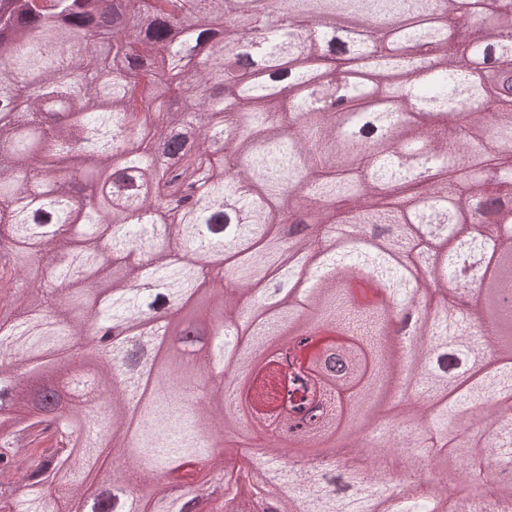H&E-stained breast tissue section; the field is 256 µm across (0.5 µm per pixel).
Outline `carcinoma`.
<instances>
[{
	"instance_id": "obj_1",
	"label": "carcinoma",
	"mask_w": 512,
	"mask_h": 512,
	"mask_svg": "<svg viewBox=\"0 0 512 512\" xmlns=\"http://www.w3.org/2000/svg\"><path fill=\"white\" fill-rule=\"evenodd\" d=\"M507 0H0V283L39 266L47 278L0 314V484L24 512H184L167 482L204 496V466L224 467L203 434L224 431V388L183 406L206 364L157 347L94 345L104 326L150 318L133 284L174 297L167 325L209 335L212 369L248 366L235 404L282 418V434L321 445L396 427L437 455L454 483L512 512V481L488 480L476 458L512 461V15ZM483 69L456 65L461 47ZM341 58L347 68L325 67ZM105 72L86 82L90 69ZM339 100L325 112L318 101ZM456 121L448 123V115ZM193 135L156 163L167 128ZM496 195L486 211L477 198ZM357 272L418 308L417 347L386 344V311L357 307L339 286ZM443 293L450 301L432 302ZM461 295L477 296L467 313ZM339 335L353 369L340 384L307 357L311 333ZM249 334L248 341L242 336ZM455 343L493 349L495 369L435 374ZM151 346L152 372L137 370ZM112 476L81 493L109 442ZM435 441L456 452L444 455ZM149 485L134 497L131 474ZM353 490L343 495L336 480ZM329 479L254 462L224 474L210 512L265 503L278 512H448L434 487L400 497L388 475L349 469Z\"/></svg>"
}]
</instances>
